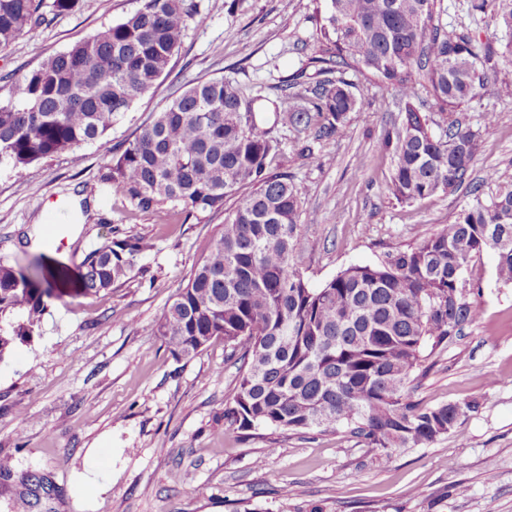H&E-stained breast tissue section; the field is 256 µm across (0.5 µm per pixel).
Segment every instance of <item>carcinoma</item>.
<instances>
[{"instance_id": "carcinoma-1", "label": "carcinoma", "mask_w": 512, "mask_h": 512, "mask_svg": "<svg viewBox=\"0 0 512 512\" xmlns=\"http://www.w3.org/2000/svg\"><path fill=\"white\" fill-rule=\"evenodd\" d=\"M438 0H329L320 73L304 106L288 95L247 96L224 79H201L162 110L112 158V183L142 209L168 222L165 205L187 214L235 206L206 241L185 287L153 324L171 355L191 359L215 340L244 370L224 416L241 430L351 428L368 447L413 448L447 434L464 410L420 406L408 385L423 346L438 345L474 320L460 281L474 257L495 254L496 274L512 283V188L480 198L457 220L372 265L340 271L311 288L294 262L301 200L292 176L272 171L277 126L297 133L318 125L317 137L339 134L357 111L345 75L366 71L402 104L401 121L382 148L392 154L389 194L411 204L462 186L474 165L478 133L452 118L476 98L486 73L478 62L495 54L433 23ZM202 23L197 0H141L122 22L47 57L14 82L0 103V167L21 169L104 138L113 121L149 93L178 53L186 22ZM46 21L42 0H0V47ZM430 85L444 114L441 135L414 105L413 70ZM249 192L243 194L241 190ZM146 243L115 239L81 264L77 292L97 294L121 282ZM41 259L26 268L0 259V318L28 320L0 332V358L28 335L55 293ZM13 508L31 512L39 491L54 489L42 473L21 477Z\"/></svg>"}]
</instances>
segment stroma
Masks as SVG:
<instances>
[{"label":"stroma","instance_id":"35a3bbf8","mask_svg":"<svg viewBox=\"0 0 512 512\" xmlns=\"http://www.w3.org/2000/svg\"><path fill=\"white\" fill-rule=\"evenodd\" d=\"M205 23L188 22L171 71L134 101L103 141L33 163L0 168V258L78 270L114 238L149 247L128 278L99 294L74 289L44 298L30 336L0 357V459L15 474L51 475L60 488L51 510L35 512H512V285L498 281L496 257H475L462 293L475 319L422 363L412 398L424 406L479 402L448 434L391 453L366 447L346 427L289 432L241 431L224 418L238 366L215 341L196 357L175 359L151 324L188 280L204 242L224 217L172 213L159 223L121 188L105 184L113 154L191 83L221 78L244 91L303 92L320 75L311 58L328 0H198ZM473 0H441L439 19L472 44L505 37ZM140 0H78L68 14L0 49V102L13 81L136 11ZM477 97L455 117L478 131L469 183L413 204L389 196L393 158L381 141L401 120V106L369 74L353 75L358 109L344 134L315 141L321 165L294 149L292 129L277 132L276 170L292 175L302 201L294 260L309 285L322 287L353 265L453 223L473 194L490 199L512 186V64H487ZM496 123L483 129L482 115ZM497 174L484 180L486 170ZM82 205L78 236L58 239L53 214ZM43 228L32 246L30 233ZM112 481L87 490L90 459ZM289 497H282V488Z\"/></svg>","mask_w":512,"mask_h":512}]
</instances>
